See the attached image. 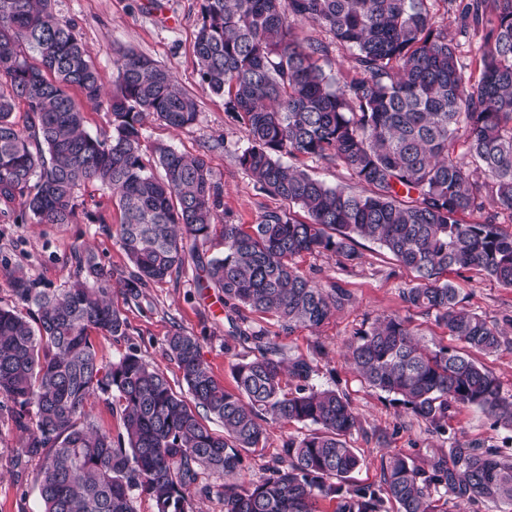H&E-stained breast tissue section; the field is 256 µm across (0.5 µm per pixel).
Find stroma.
<instances>
[{"mask_svg": "<svg viewBox=\"0 0 512 512\" xmlns=\"http://www.w3.org/2000/svg\"><path fill=\"white\" fill-rule=\"evenodd\" d=\"M55 16L71 24L89 49L100 73L105 94L116 88L117 73L112 51L122 47L146 55L169 68L181 86L195 100L198 121L181 130H171L154 120L143 126L142 152L152 158L163 143L189 153L205 155L224 186V211L220 225L251 226L264 212L284 209L279 198L258 189L240 166L238 157L248 141L241 124L224 109L223 97L202 85L196 66L194 42L202 22L201 0H52ZM301 38L329 45L326 67L339 81L350 80L354 71L345 47L335 44L329 32L318 25L298 24ZM78 219L72 224L16 223L0 215V306L15 304L11 279L22 275L44 288H60L73 275L71 255L75 247L89 249L96 262L114 272H128L130 263L117 243L122 216L109 190L95 183L78 191ZM224 241L219 229L199 249L198 260L188 261L178 278L150 285L138 303L127 302L113 292V306L126 324L121 336L92 333L99 356L115 361L136 351L166 374L173 388H181V373L166 351V338L180 328L196 336L203 361L227 389H234L231 367L236 360L250 358L247 346L225 352L232 335L235 312L225 306L223 295L214 288H198L199 261L221 255ZM360 259L350 262L324 253L302 254L296 264L314 284L346 289L349 303L315 330L284 331L268 314L247 313L246 323L277 337L288 356L313 359L318 366L316 386L345 393L359 417V426L348 442L364 460L352 476L356 483L378 481L383 456L394 452L411 455L416 461L433 459L449 448H500L512 450V428L475 407L453 410L446 433L431 432L429 425L407 414L386 393L366 388L343 356L346 346L376 319L407 314L400 291L411 274L378 244L366 241L359 248ZM464 305L493 321L509 342L496 354L483 357L484 366L496 375L504 396L512 395V288L476 270H452L447 274ZM310 429L301 424L273 423L264 448L245 453L242 476L259 480L267 462L280 453L285 440L302 438ZM20 433L8 408L0 409V512H41L37 478L39 460L16 456Z\"/></svg>", "mask_w": 512, "mask_h": 512, "instance_id": "stroma-1", "label": "stroma"}]
</instances>
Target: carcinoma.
Returning <instances> with one entry per match:
<instances>
[{
	"label": "carcinoma",
	"instance_id": "obj_1",
	"mask_svg": "<svg viewBox=\"0 0 512 512\" xmlns=\"http://www.w3.org/2000/svg\"><path fill=\"white\" fill-rule=\"evenodd\" d=\"M201 12L197 71L244 127L249 145L239 164L307 220L281 210L247 229L223 225L224 253L201 267L197 286L272 314L288 330L317 328L350 295L312 284L295 257L329 252L355 261L359 241L376 243L414 274L401 290L405 308L433 317L461 347H431L409 317H386L347 347L364 384L396 396L437 433L460 407L512 428V401L475 358L497 353L503 333L444 279L453 268L476 269L512 287V230L499 222L512 214V0L465 8L486 30L473 86L431 0H203ZM300 22L346 46L359 76L338 85L321 64L328 47L299 39ZM113 67L111 131L92 136L68 90L95 102L101 78L73 27L56 18L51 0H0V214L71 224L77 189L97 182L122 212L117 239L131 263L116 279L76 249V274L64 288L15 277L13 294L27 314L0 307V397L16 406L14 425L26 434L17 456L41 460L43 512H136L138 493L155 512H195L194 493L216 495L224 512H321L325 501L336 502L335 512H441L442 491L512 512V457L491 448H450L426 465L391 453L378 482L350 483L362 462L347 443L358 426L352 402L316 387L314 360L288 357L261 331H236L252 357L233 365L230 392L203 362L198 339L174 330L167 351L188 400L133 351L112 362L99 357L91 332L125 334L112 288L135 301L179 273L224 207V186L205 156L169 146L157 147L152 162L142 155L145 118L173 129L198 119L174 74L125 50ZM461 131L465 158L455 151ZM301 156L345 167L365 193L329 187L284 162ZM467 212L483 220L467 223ZM114 392L124 428L115 439L87 411L93 398L108 403ZM205 416L223 433L208 429ZM278 422L315 429L288 440L262 479H242V454ZM201 468L224 483L200 484Z\"/></svg>",
	"mask_w": 512,
	"mask_h": 512
}]
</instances>
